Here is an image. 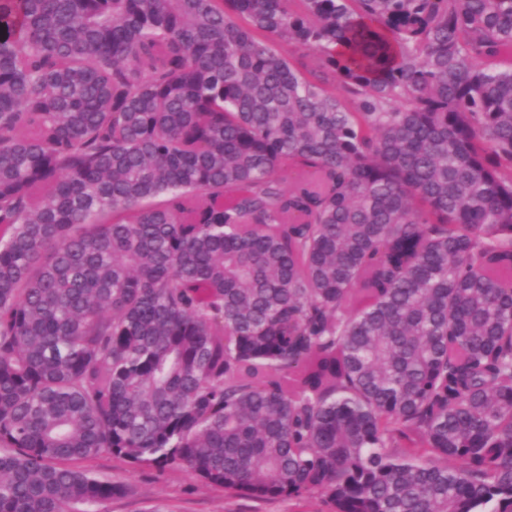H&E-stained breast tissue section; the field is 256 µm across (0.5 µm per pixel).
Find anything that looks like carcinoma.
<instances>
[{
	"label": "carcinoma",
	"instance_id": "1",
	"mask_svg": "<svg viewBox=\"0 0 512 512\" xmlns=\"http://www.w3.org/2000/svg\"><path fill=\"white\" fill-rule=\"evenodd\" d=\"M102 457L512 512V0H0V512Z\"/></svg>",
	"mask_w": 512,
	"mask_h": 512
}]
</instances>
